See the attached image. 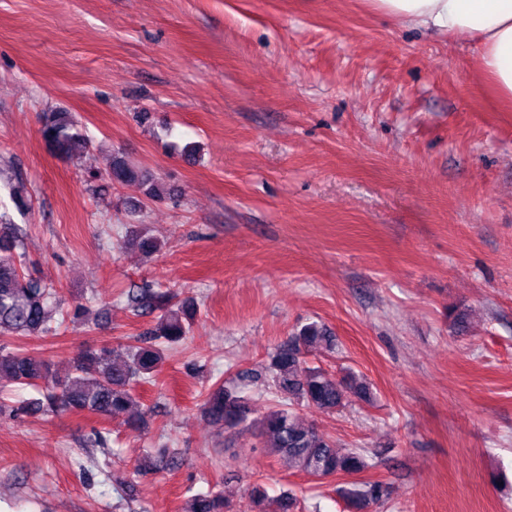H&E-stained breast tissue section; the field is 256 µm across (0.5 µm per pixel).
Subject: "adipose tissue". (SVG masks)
<instances>
[{
	"label": "adipose tissue",
	"mask_w": 512,
	"mask_h": 512,
	"mask_svg": "<svg viewBox=\"0 0 512 512\" xmlns=\"http://www.w3.org/2000/svg\"><path fill=\"white\" fill-rule=\"evenodd\" d=\"M378 13L474 42L485 81L512 108V0H371Z\"/></svg>",
	"instance_id": "ef3b65f1"
}]
</instances>
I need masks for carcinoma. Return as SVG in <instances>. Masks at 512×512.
Returning <instances> with one entry per match:
<instances>
[{
	"instance_id": "obj_1",
	"label": "carcinoma",
	"mask_w": 512,
	"mask_h": 512,
	"mask_svg": "<svg viewBox=\"0 0 512 512\" xmlns=\"http://www.w3.org/2000/svg\"><path fill=\"white\" fill-rule=\"evenodd\" d=\"M41 123L43 138L62 155H69L76 144L89 143L87 128L69 112H44ZM106 176L111 184H141L145 196L152 201L167 194L161 182L118 152L112 154ZM24 237V230L11 223L7 213L0 214V380L37 386L51 375V363L11 343L26 337L56 336L66 318L59 322L54 319L60 308L59 290L27 261ZM127 298L134 310L154 316L153 325L142 333L139 344L125 346L126 357L122 360L113 358L106 346L80 351L71 372L54 378L42 390V398L18 408L17 412L59 415L79 410L110 417L137 406V386L156 381L162 370V345L183 341L200 308L193 300L180 302L176 295L159 291L147 281L129 289ZM71 321L90 329L98 326V319L86 304L75 305ZM316 346L333 351L336 339L323 325L309 322L276 350L265 367L275 393L284 401H301L327 413L345 407L352 397L369 399V387L353 376L338 379L318 367L308 366L305 355ZM202 411L217 426L256 429L262 447L311 476L352 477L369 467L363 452L338 451L336 444L314 423L303 419L284 402L259 418H250V405L237 383H222L209 390ZM339 493L346 506L356 512H367L389 498L388 487L379 481L348 482L339 488ZM250 498L255 505L268 503L271 512L297 509L296 498L288 492L270 500L265 492L255 488ZM191 512H233V505L222 489L214 486L193 496Z\"/></svg>"
}]
</instances>
